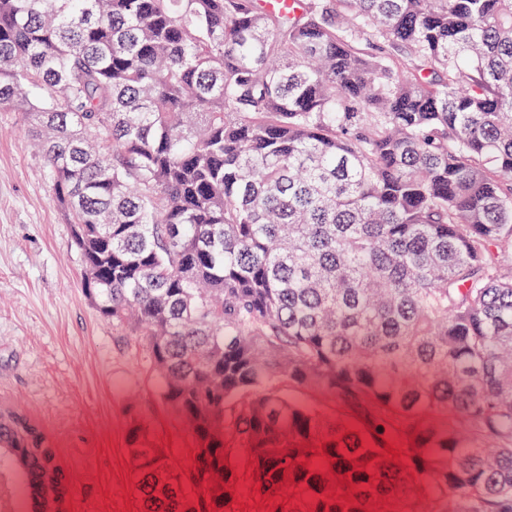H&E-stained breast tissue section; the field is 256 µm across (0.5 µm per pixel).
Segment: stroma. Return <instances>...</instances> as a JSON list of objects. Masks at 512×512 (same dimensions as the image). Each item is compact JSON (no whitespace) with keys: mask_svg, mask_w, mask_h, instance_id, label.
<instances>
[{"mask_svg":"<svg viewBox=\"0 0 512 512\" xmlns=\"http://www.w3.org/2000/svg\"><path fill=\"white\" fill-rule=\"evenodd\" d=\"M72 229L52 198L22 113L0 112V405L25 410L52 440L72 512L137 504L127 426L138 413L179 470L193 466L185 422L161 402L141 347L103 320L81 284ZM279 392L359 426L330 397L280 378Z\"/></svg>","mask_w":512,"mask_h":512,"instance_id":"1","label":"stroma"}]
</instances>
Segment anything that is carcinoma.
Masks as SVG:
<instances>
[{
  "label": "carcinoma",
  "instance_id": "cac0c4a2",
  "mask_svg": "<svg viewBox=\"0 0 512 512\" xmlns=\"http://www.w3.org/2000/svg\"><path fill=\"white\" fill-rule=\"evenodd\" d=\"M2 111L192 429L179 473L131 415L140 512H512V0H0ZM5 432L61 512L48 436ZM277 387L279 392L289 399L310 405L325 415L341 419L354 427L360 425V418L355 412L336 403L330 397L296 387L294 384L289 383L286 377L279 379Z\"/></svg>",
  "mask_w": 512,
  "mask_h": 512
}]
</instances>
